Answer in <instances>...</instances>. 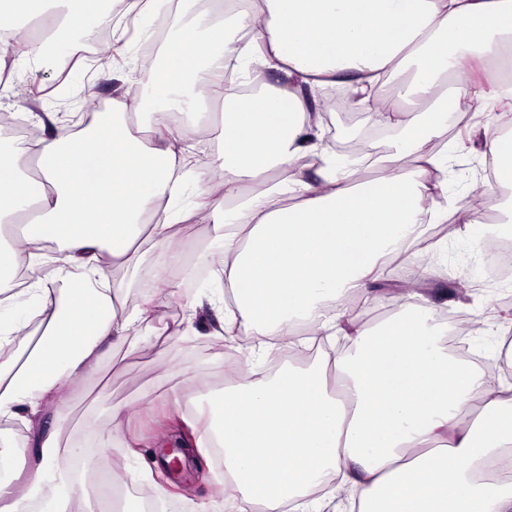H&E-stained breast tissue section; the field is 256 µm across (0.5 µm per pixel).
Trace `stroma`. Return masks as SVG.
<instances>
[{"label":"stroma","mask_w":512,"mask_h":512,"mask_svg":"<svg viewBox=\"0 0 512 512\" xmlns=\"http://www.w3.org/2000/svg\"><path fill=\"white\" fill-rule=\"evenodd\" d=\"M156 21L153 14L129 13L126 0H119L107 21L115 29V40L121 43L114 56L95 53L96 34L85 33L78 40L85 56L73 65L66 85L59 90L54 84L62 69L61 62L38 60L17 69L5 68L0 73V82L7 85L0 92V114L22 121L31 112L53 113V122L38 129L39 134L48 135L57 126L68 124L72 114L82 113L84 106H91L96 112L111 111L114 99L133 93L134 65L143 47H150L157 56L164 51L166 41L157 35ZM329 119L334 140H358L359 147L351 154L358 162V173L369 180L379 176L376 161L393 151L398 130L368 139L364 136L370 123L366 113L346 116L333 112ZM503 119L502 112L482 109L474 113L465 133L456 132L449 138L448 162L455 167L447 184L449 207L467 205L472 191L479 188L485 189L491 199L502 200V186L490 179L491 157L484 142L487 132L500 131ZM440 238L442 248L437 252L427 255L413 248L402 252L399 265L388 267L384 278L372 284L369 296L359 297L355 317L372 326L393 318L394 310L382 308V300L393 298L411 264L420 257H428L430 266L437 268L438 273L423 280L421 292L438 311L474 317L482 326L474 338L476 351L482 354L487 367L504 373L506 380L512 382V372L494 355L505 329L501 318L508 312L499 300L512 296V282L486 278L475 230L460 226ZM164 256L163 248L142 240L128 262L109 267L108 277L121 285L123 297L139 296V284L154 274ZM459 276L470 285L463 298L456 295L452 286L453 279ZM219 316V311L206 309L191 323L163 322L153 329L130 332L108 352L95 373L68 385L65 409H58L53 402L47 404V414L60 416L56 428L61 447L89 453L88 473L74 478L83 494L73 512H101V484L88 481V474L100 475L125 467L142 468L149 474L148 480L126 488V503L134 510L147 500L152 512H196L199 505L211 502L221 503L223 512H237L234 503L224 500L223 466L216 462L211 449H197L200 434L189 427L188 421L196 417L203 393H216L224 388L229 371L253 374L266 359L279 355L276 346L259 348L256 338L245 334L230 344L212 337L211 330ZM279 359L284 366L299 363L295 357ZM116 407L123 411L127 433L115 447L104 440L103 434L112 427V410ZM26 436V431L0 425V450L11 457L10 464L0 469V479L19 490L29 477L33 460L24 446ZM164 437L195 447L181 481L162 476L158 446Z\"/></svg>","instance_id":"obj_1"}]
</instances>
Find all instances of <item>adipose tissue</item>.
<instances>
[{
    "mask_svg": "<svg viewBox=\"0 0 512 512\" xmlns=\"http://www.w3.org/2000/svg\"><path fill=\"white\" fill-rule=\"evenodd\" d=\"M111 12L112 0H0V15L14 19L0 28V47L18 62L64 57ZM229 56L244 60L243 81L260 82L256 97L220 87ZM504 56L512 0H256L227 24H173L140 103L150 141L129 132L131 110L116 101L78 132L0 146V224L24 225L21 237L0 241V419L23 423L33 450L24 499L0 483V512H22L26 499L71 512L78 491L59 465L64 450L45 406L61 400L62 379L93 372L105 348L154 323L151 298L132 305L109 288L104 260H127L145 235L179 263L172 229L190 215L173 206L186 161L179 141L207 132L197 114L219 95L221 149L193 172L201 191L192 213L212 222L224 285L194 310L224 309L211 331L218 338L241 327L304 348L308 339L295 335L304 319L351 345L334 359L336 387L321 371L288 367L263 380L234 373L211 398L204 445L224 451L226 495L239 512H321L311 489L333 478L349 512H512V482L480 478L512 448V382L492 383L481 366L449 356L447 330L422 293L375 326L338 307L383 277L386 258L418 242L425 225L480 223L471 207L441 200L448 153L434 142L448 134L449 109L497 81L491 62ZM269 69L278 84H263ZM398 76L410 95L405 122L381 104ZM342 82L355 105L400 131L378 161L381 175L361 183L305 96ZM305 157L317 160L315 179L298 164ZM30 165L38 181L23 173ZM274 169L286 178L270 180ZM47 261L50 276L29 280L25 293L28 317L48 316V326L21 361L3 352L24 326L8 315L14 280Z\"/></svg>",
    "mask_w": 512,
    "mask_h": 512,
    "instance_id": "ef3b65f1",
    "label": "adipose tissue"
}]
</instances>
